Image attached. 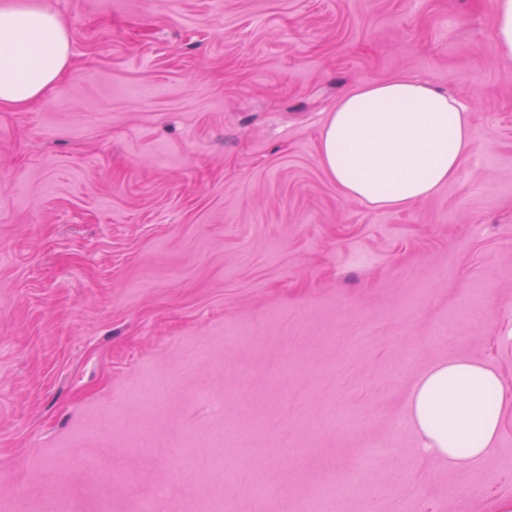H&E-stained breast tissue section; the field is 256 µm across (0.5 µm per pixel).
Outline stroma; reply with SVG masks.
Wrapping results in <instances>:
<instances>
[{"label":"stroma","mask_w":512,"mask_h":512,"mask_svg":"<svg viewBox=\"0 0 512 512\" xmlns=\"http://www.w3.org/2000/svg\"><path fill=\"white\" fill-rule=\"evenodd\" d=\"M45 2L70 65L0 107V512H254L258 482L278 491L261 512H300L353 473L328 512L512 497V396L472 466L424 456L407 416L456 358L512 392V62L490 0ZM402 76L467 108L473 148L429 199L377 209L325 171L321 132Z\"/></svg>","instance_id":"35a3bbf8"}]
</instances>
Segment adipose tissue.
Masks as SVG:
<instances>
[{"label":"adipose tissue","mask_w":512,"mask_h":512,"mask_svg":"<svg viewBox=\"0 0 512 512\" xmlns=\"http://www.w3.org/2000/svg\"><path fill=\"white\" fill-rule=\"evenodd\" d=\"M71 39L40 0H0V107L42 99L66 71ZM473 145L464 107L414 78L378 79L346 95L321 134L320 157L343 195L398 209L432 197ZM507 390L484 364L432 367L408 402L422 453L451 465L481 460L496 444Z\"/></svg>","instance_id":"adipose-tissue-1"}]
</instances>
